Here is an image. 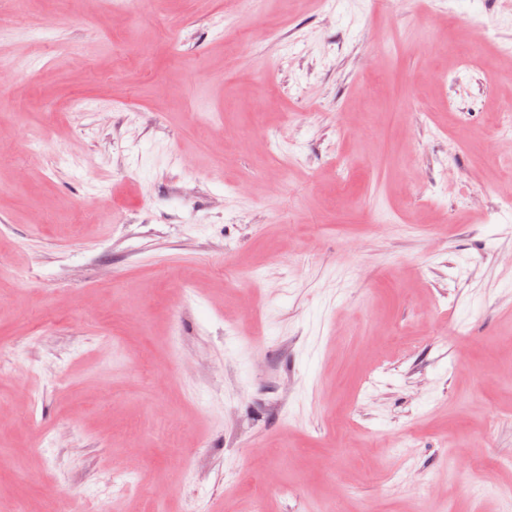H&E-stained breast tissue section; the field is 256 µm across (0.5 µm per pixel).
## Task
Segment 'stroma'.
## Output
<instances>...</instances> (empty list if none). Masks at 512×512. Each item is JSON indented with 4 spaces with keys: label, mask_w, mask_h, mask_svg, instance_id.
<instances>
[{
    "label": "stroma",
    "mask_w": 512,
    "mask_h": 512,
    "mask_svg": "<svg viewBox=\"0 0 512 512\" xmlns=\"http://www.w3.org/2000/svg\"><path fill=\"white\" fill-rule=\"evenodd\" d=\"M114 2L0 0V512H503L512 0ZM470 30L473 42L462 46L457 52V57L464 65L479 67L484 59L481 42L487 37V32L477 24L470 25Z\"/></svg>",
    "instance_id": "stroma-1"
}]
</instances>
